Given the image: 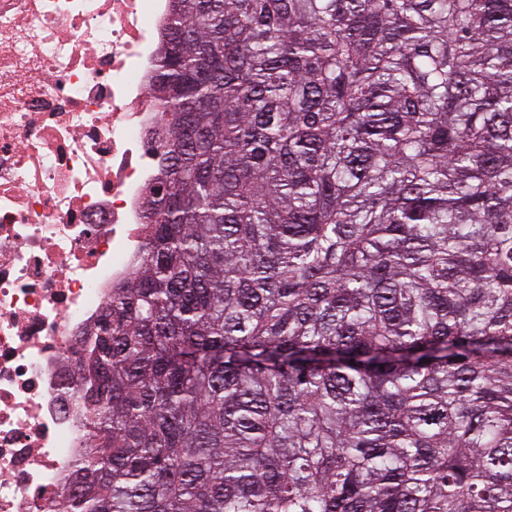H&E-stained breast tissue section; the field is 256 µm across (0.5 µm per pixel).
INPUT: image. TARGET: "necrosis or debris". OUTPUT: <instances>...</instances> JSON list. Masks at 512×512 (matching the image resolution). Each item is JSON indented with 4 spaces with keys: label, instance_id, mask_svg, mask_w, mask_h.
<instances>
[{
    "label": "necrosis or debris",
    "instance_id": "obj_1",
    "mask_svg": "<svg viewBox=\"0 0 512 512\" xmlns=\"http://www.w3.org/2000/svg\"><path fill=\"white\" fill-rule=\"evenodd\" d=\"M172 0H0V512H68L77 372L141 260Z\"/></svg>",
    "mask_w": 512,
    "mask_h": 512
}]
</instances>
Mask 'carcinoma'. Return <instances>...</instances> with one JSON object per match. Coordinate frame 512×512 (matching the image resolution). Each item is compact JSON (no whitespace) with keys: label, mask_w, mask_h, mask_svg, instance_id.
<instances>
[{"label":"carcinoma","mask_w":512,"mask_h":512,"mask_svg":"<svg viewBox=\"0 0 512 512\" xmlns=\"http://www.w3.org/2000/svg\"><path fill=\"white\" fill-rule=\"evenodd\" d=\"M170 29L72 512H512V0H174Z\"/></svg>","instance_id":"carcinoma-1"}]
</instances>
